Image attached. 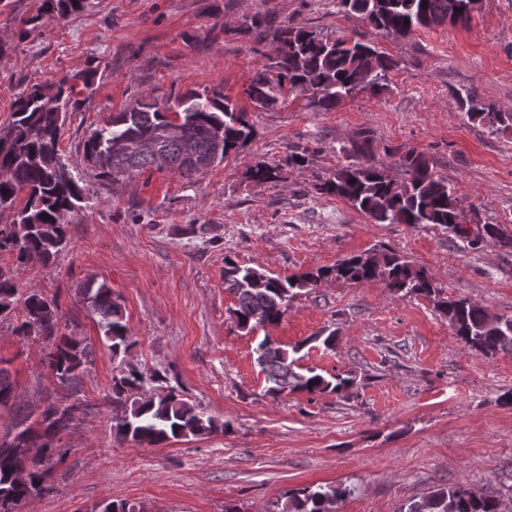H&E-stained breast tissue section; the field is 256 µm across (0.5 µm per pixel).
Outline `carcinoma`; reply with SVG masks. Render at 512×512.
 <instances>
[{"label":"carcinoma","instance_id":"1","mask_svg":"<svg viewBox=\"0 0 512 512\" xmlns=\"http://www.w3.org/2000/svg\"><path fill=\"white\" fill-rule=\"evenodd\" d=\"M86 0H42V15L63 18L84 7ZM460 11L448 12V0H339L349 14L359 16L373 29L395 37H407L418 29L446 23L465 24L479 0H459ZM259 51L265 59L246 93L256 106L265 108L277 101L283 89L307 96L308 106L328 111L347 98L369 90L388 88V73L397 66L389 55L358 41L328 38L299 26L275 25L265 17L251 20ZM74 86L61 79L48 97L40 85L21 96L11 123L14 136L0 141V212L12 213L8 224H0V253L15 256L16 267L36 256L47 265L68 246L64 219L83 199L82 188L68 168L59 149V114L66 111ZM459 109L468 119L494 131L512 128V112H502L484 104L476 91L457 92ZM181 117L180 133L165 134L170 125L168 108L136 101L130 110L114 112L94 129L84 142V157L97 176L118 182L148 171L167 170L193 184L206 170L192 156L220 164L244 145L253 128L248 113L236 108L223 95L202 97L188 91L177 98ZM194 151L189 155L188 151ZM342 151L351 162L336 170L320 191L339 197L375 224H434L449 228L461 221V210L453 188L435 170L434 161L413 149L395 150V166L406 174L400 181L391 178L385 164L374 160L372 141L363 131ZM250 176L258 182H272L278 168L256 164ZM480 242L512 246V235L499 224L483 225ZM334 279L350 283L382 281L399 298L425 296L446 318L454 335L476 355L512 352V317L491 314L484 306L467 298H442L435 281L425 271L415 269L397 252L382 248L374 252L350 254L331 267L301 274L273 276L265 269L242 266L224 259V288L236 298L233 314L237 326L253 331L279 323L288 304L302 291ZM78 295L99 317L101 340L118 360L106 396L112 406V435L116 441L160 447L171 441L225 431L220 422L199 406L182 398L174 388L164 386L158 372L146 374L127 358L136 341L121 304L112 288L93 279L78 289ZM22 303L24 319L12 327L23 340L42 338L52 342L46 354L52 377L61 386L78 391L81 376L91 363L92 349L81 340L60 332L57 298L36 291L21 292L15 267L0 266V322L11 317ZM300 347L290 349L264 336L257 344L256 361L268 383V392L278 396L286 391L308 394H339L353 385L342 375L331 378L312 369L297 371ZM0 358V411L9 410L11 420L4 436L13 431L23 443L17 450L0 441V512H19L32 495L46 490L50 469L51 439L70 431L74 418L70 411L85 408L80 398L67 404L49 401L39 419L20 405L17 382ZM349 489L338 485L306 487L288 496L280 512H332ZM400 512H498V500L471 485H453L431 491L406 502Z\"/></svg>","mask_w":512,"mask_h":512}]
</instances>
